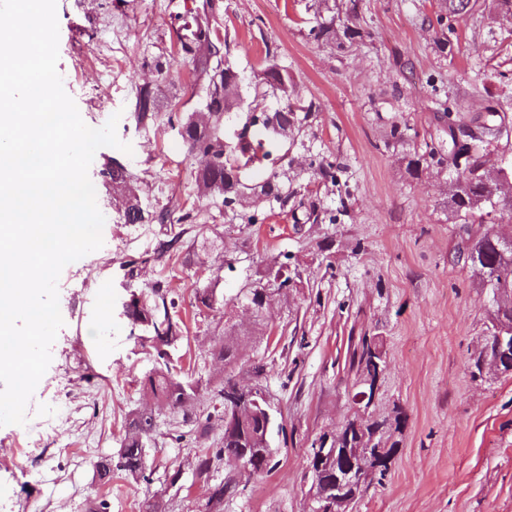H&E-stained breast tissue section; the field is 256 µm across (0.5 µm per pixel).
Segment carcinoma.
I'll return each mask as SVG.
<instances>
[{
    "label": "carcinoma",
    "instance_id": "carcinoma-1",
    "mask_svg": "<svg viewBox=\"0 0 512 512\" xmlns=\"http://www.w3.org/2000/svg\"><path fill=\"white\" fill-rule=\"evenodd\" d=\"M180 45L181 52L191 62L195 82L201 92L200 109L179 118L180 135L188 154L201 159L194 177L198 193L215 202L220 201L226 207L248 197L255 198L257 202L265 200L281 209L288 207L290 196L277 182V172L270 171L263 183L256 187L244 180L243 170L266 167L272 161L270 143L279 138L286 139L300 130L301 119L308 118L312 106L288 102L274 112L250 111L237 141L229 146L224 141V115L243 108L245 104L239 71L230 58L229 41L226 38L218 40L216 31L208 23L197 21L190 34L180 38ZM261 72L271 73V78L260 80L265 91L278 93L285 99L291 97L288 71L275 59H266ZM158 91L159 87L149 85L137 91V126L144 128L158 119ZM301 111L304 112L302 116L299 115ZM495 113L497 110L488 109L489 119L483 121L480 132L470 138L471 154L463 171L457 175L458 186L448 191V210L466 231L469 225L482 222L493 214L512 215V197H500L496 188L483 179L486 168L492 165L490 152L484 144L491 143V137L496 134ZM112 183L119 187L118 211L124 223H129L133 212L139 214L141 224L167 223V212H154L143 207L138 190L124 166L112 165ZM464 251L469 267L480 276L484 285L492 290H512V252L502 255L490 230H485L477 238L467 239ZM219 281L220 274L216 271L209 284L196 293L197 303L207 309L214 308L213 299L217 296ZM131 295L133 301L122 308L121 315L130 326L135 346L146 351L151 358L152 367L143 379V389L154 399L165 402L169 409L182 413L183 424L193 422L201 426L200 422L193 421L191 413L201 381L189 375L181 365L178 352L184 340L185 324L175 298L161 281L150 288L135 289ZM242 301L254 309L255 316H264V294L260 289H246L242 293ZM495 336L496 330L492 327L486 336V355L498 358L501 373L511 374L512 349L497 350ZM378 348L380 344L375 339L360 338L351 360L356 374L369 373L375 368V360L379 356L374 350ZM219 354L224 358V382L212 387L210 395L211 400L224 410L228 401L237 398L238 359L232 337H225ZM265 423L266 413L256 405L244 421L232 426L224 425L222 447L195 457V480L208 488L209 512H221L224 497L238 493L231 477L211 484L214 461L242 458L259 475L275 468L274 455L268 453L264 440ZM166 438L179 443L184 433L163 432L155 416L140 410L131 413L116 455L101 457L93 463L101 485L111 484L115 474L126 479L150 480L152 468L148 461V448ZM360 438L361 434L351 422L342 429L332 447L356 448ZM307 461L311 482L318 484L326 497L336 496V464L320 468L312 458H307Z\"/></svg>",
    "mask_w": 512,
    "mask_h": 512
}]
</instances>
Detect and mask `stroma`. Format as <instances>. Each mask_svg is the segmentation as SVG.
Returning a JSON list of instances; mask_svg holds the SVG:
<instances>
[{
	"instance_id": "1",
	"label": "stroma",
	"mask_w": 512,
	"mask_h": 512,
	"mask_svg": "<svg viewBox=\"0 0 512 512\" xmlns=\"http://www.w3.org/2000/svg\"><path fill=\"white\" fill-rule=\"evenodd\" d=\"M202 0H57L58 71L83 121L105 125L132 154L100 148L89 177L105 217L103 246L83 269L64 268L58 281L63 327L22 425L0 426V512H92L108 498L110 512H205L208 492L192 467L201 451L219 447L224 424L202 395L194 414L208 432L149 451L150 482L113 479L99 486L92 463L116 452L130 414L145 408L140 379L149 356L134 347L120 314L128 290L165 281L180 299L184 347L204 384L224 380L212 350L224 323L239 334L242 364L262 361L264 387L281 425L274 435L276 467L264 475L216 462L215 480L234 473L240 487L224 512H310L305 473L311 443L353 418L356 381L350 359L360 337L375 336L387 368L370 419L393 420L397 451L381 482L354 512H512V375H472L489 324L487 289L458 262L468 233L512 219L491 216L463 232L448 214L452 165L425 158L446 149L449 126H472L489 105L506 115L492 141L495 157L512 161V20L498 0H472L445 14L443 0H218L211 20L229 35L242 93L264 111L284 106L256 95L267 55L287 69L292 90L313 105L299 133L281 140L276 170L292 195L287 209L262 207L258 223L199 198L178 117L199 108L192 67L178 52L190 6ZM332 22L333 34L311 35ZM115 23L112 47L95 52L103 26ZM356 33L345 36L346 25ZM172 79L161 84L159 115L143 129L134 120L137 89L157 83L156 62ZM421 158L418 171L409 162ZM339 164L337 182L315 173L320 161ZM121 163L147 209L166 210V225L124 223L110 170ZM182 239L158 256L167 231ZM287 256L301 279L259 325L235 298L273 258ZM137 260L136 278L128 276ZM223 309H200L194 291L222 261ZM94 374L86 382V374ZM42 452L19 450L28 434ZM180 474L177 485L168 477Z\"/></svg>"
}]
</instances>
